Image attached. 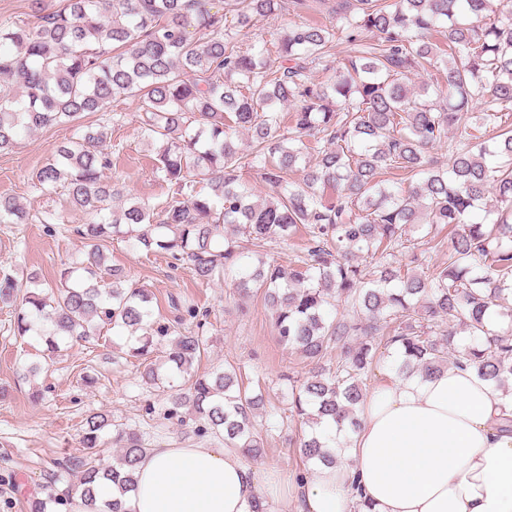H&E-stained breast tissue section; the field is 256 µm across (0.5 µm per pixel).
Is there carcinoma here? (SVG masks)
Here are the masks:
<instances>
[{
	"label": "carcinoma",
	"instance_id": "obj_1",
	"mask_svg": "<svg viewBox=\"0 0 512 512\" xmlns=\"http://www.w3.org/2000/svg\"><path fill=\"white\" fill-rule=\"evenodd\" d=\"M295 2L304 0H224L213 12L203 0H63L48 11L33 0L36 25L0 23V151L24 130L77 127V138L60 145L32 181L89 216L78 229L82 257L58 283L32 274L21 288L5 276L0 302L23 292L14 330L24 336L44 325L46 363L67 342L97 341L106 326L126 331L123 354L143 360L145 383H188L172 397L170 414L191 409L198 432L219 433L256 458L264 451L255 427L263 394L230 364L197 374L208 341L185 325L198 317L195 306L175 304L171 323L155 318L150 292L107 264L104 245L120 233L187 263L206 284L229 271L240 296H261L278 341L315 364L303 381L288 377L286 419L311 429L299 443L307 461L333 463L336 453L316 429L358 427L368 373L393 347L403 356L401 373L472 367L512 393V0H330L329 13L343 24L289 29L279 38V65L265 47H243V30ZM343 37L346 63L329 82H315L313 70L329 67ZM435 66L445 88L438 102L430 84L409 82ZM118 96L137 101L148 137L161 142L156 170L173 187L161 205L114 209L119 191L106 175L107 143L118 120H82ZM288 103L297 105L290 127L279 112ZM478 106V127L496 139H448L467 128ZM239 128L248 132L246 149L236 140ZM442 145L447 167H429L426 152ZM300 165L302 182L287 181ZM253 169L272 188L261 200L241 179ZM32 222L63 220L0 196V224ZM299 225L301 264L265 261L267 246ZM230 227L249 246L226 237L218 249L215 238ZM418 231L433 248L448 249L446 261L421 272L398 259ZM364 251L380 261L360 263ZM492 311L508 325L489 330ZM459 329L472 340L464 351L453 344ZM160 340L168 342L164 361L146 362ZM108 429L119 451L105 458ZM81 444L83 456L54 462L48 500L70 512L78 492L87 512H128L125 498L147 444L103 412L85 417ZM62 471L76 474L63 489ZM102 482L118 496L98 500Z\"/></svg>",
	"mask_w": 512,
	"mask_h": 512
}]
</instances>
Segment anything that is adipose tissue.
I'll return each instance as SVG.
<instances>
[{"label":"adipose tissue","instance_id":"1","mask_svg":"<svg viewBox=\"0 0 512 512\" xmlns=\"http://www.w3.org/2000/svg\"><path fill=\"white\" fill-rule=\"evenodd\" d=\"M133 512H249L291 486L299 512H512V395L471 368L392 378L359 411L337 461L296 482L258 478L231 445L152 448L136 465Z\"/></svg>","mask_w":512,"mask_h":512}]
</instances>
